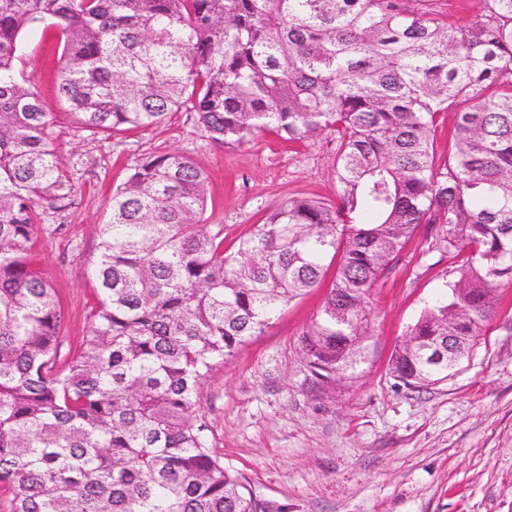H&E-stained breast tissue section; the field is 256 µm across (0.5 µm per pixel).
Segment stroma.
<instances>
[{"instance_id": "obj_1", "label": "stroma", "mask_w": 512, "mask_h": 512, "mask_svg": "<svg viewBox=\"0 0 512 512\" xmlns=\"http://www.w3.org/2000/svg\"><path fill=\"white\" fill-rule=\"evenodd\" d=\"M63 37L26 34L18 73L48 104ZM55 150L72 178L65 208L39 214L36 266L55 288L68 343L97 304L90 269L113 189L148 154L186 153L207 175V223L237 247L265 216L301 196L333 198L334 135L303 143L267 131L240 146L208 139L193 113L148 129L86 130L57 108ZM442 226L420 225L371 290L370 336L355 376L311 387L301 334L326 295L318 288L282 307L204 379L200 413L225 468L241 474L263 512H512V285L468 358L440 384L414 390L391 371L408 328L445 295L452 264Z\"/></svg>"}]
</instances>
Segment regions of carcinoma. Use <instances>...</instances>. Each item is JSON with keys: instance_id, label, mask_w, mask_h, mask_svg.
I'll return each instance as SVG.
<instances>
[{"instance_id": "carcinoma-1", "label": "carcinoma", "mask_w": 512, "mask_h": 512, "mask_svg": "<svg viewBox=\"0 0 512 512\" xmlns=\"http://www.w3.org/2000/svg\"><path fill=\"white\" fill-rule=\"evenodd\" d=\"M62 30L58 102L94 133L148 129L180 107L240 145L336 132V200L295 197L224 251L204 171L180 151L135 165L109 200L89 330L61 357L64 316L34 270L36 205L73 184L54 112L16 74L25 34ZM454 113L436 156L437 117ZM422 224L469 251L392 372L448 380L423 349L469 355L512 283V0H473L457 26L405 0H0V492L10 512H258L197 409L214 364L321 285L302 333L312 384L355 374L370 292Z\"/></svg>"}]
</instances>
